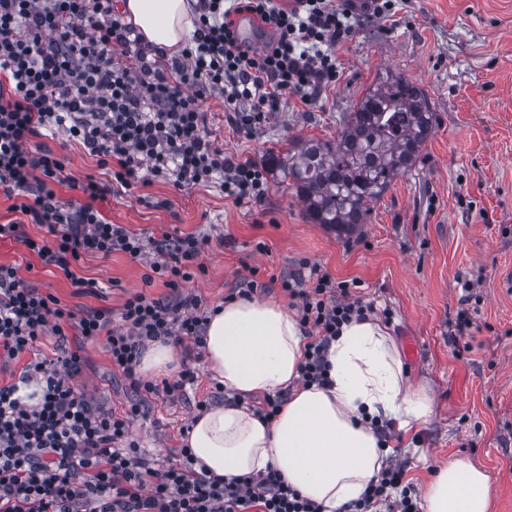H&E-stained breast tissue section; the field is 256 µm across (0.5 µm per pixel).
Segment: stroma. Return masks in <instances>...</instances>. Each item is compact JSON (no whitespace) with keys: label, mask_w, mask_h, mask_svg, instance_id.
Instances as JSON below:
<instances>
[{"label":"stroma","mask_w":512,"mask_h":512,"mask_svg":"<svg viewBox=\"0 0 512 512\" xmlns=\"http://www.w3.org/2000/svg\"><path fill=\"white\" fill-rule=\"evenodd\" d=\"M342 75L319 107L290 98L254 134L224 118L222 99L203 108L215 145L259 163L310 140L333 141L346 112L391 70L424 88L437 115L412 171L397 177L371 211L362 231L344 236L308 218L289 184L270 175L263 203H235L219 185L174 189L163 181L108 196L101 208L112 223L159 238L179 230L206 236V272L184 286L209 304L244 289L250 268L263 283L257 298L282 304L283 277L301 260L332 278L357 281L353 296L372 303L398 349L410 384L428 387L432 419L394 430L389 441L404 463L405 479L423 490L436 462L461 458L491 479L489 512H512V0H398L395 13L364 20L338 51ZM46 146L64 157L65 176L109 182L78 144L58 134ZM264 242L266 252L255 250ZM0 263L25 269V278L74 312L118 310L129 294L166 297L161 281H147L148 264L123 253L84 256L78 276L99 282V294L76 293L53 267L33 263L24 246L0 240ZM471 298L460 305L463 284ZM468 308L476 326L468 346L454 344L448 324ZM86 363L75 391L120 411L131 397L113 373L104 340L85 344ZM202 374L196 389L170 402L152 397L132 436L143 451L176 453L179 429L209 397Z\"/></svg>","instance_id":"35a3bbf8"}]
</instances>
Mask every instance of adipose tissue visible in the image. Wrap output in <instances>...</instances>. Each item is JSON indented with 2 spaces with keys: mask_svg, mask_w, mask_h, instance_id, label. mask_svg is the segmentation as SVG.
<instances>
[{
  "mask_svg": "<svg viewBox=\"0 0 512 512\" xmlns=\"http://www.w3.org/2000/svg\"><path fill=\"white\" fill-rule=\"evenodd\" d=\"M121 13L149 46L175 52L193 31L191 0H121ZM207 367L228 396L192 420L196 466L226 478L277 469L323 512H345L362 497L388 455L373 419L401 429L429 421L427 390L407 384L393 336L374 319L351 320L328 348V385L302 386L307 338L281 305L230 300L208 321ZM284 395L277 416L258 418L245 402ZM490 477L461 460L439 465L422 495L423 512H488Z\"/></svg>",
  "mask_w": 512,
  "mask_h": 512,
  "instance_id": "ef3b65f1",
  "label": "adipose tissue"
}]
</instances>
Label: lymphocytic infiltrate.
<instances>
[{
  "label": "lymphocytic infiltrate",
  "instance_id": "1",
  "mask_svg": "<svg viewBox=\"0 0 512 512\" xmlns=\"http://www.w3.org/2000/svg\"><path fill=\"white\" fill-rule=\"evenodd\" d=\"M394 6V0H294L290 7L280 0H197L195 30L181 53L150 57L112 0H0V193L17 198V211L49 234L38 241L9 223L0 224V237L60 269L82 291L95 283L76 276L75 263L88 253L114 252L148 261L172 290L165 298L135 293L118 312L99 308L78 317L32 287L18 267L0 264V358L17 359L44 337L56 339L52 355L0 384V512H321L277 471L228 480L197 471L187 448L161 458L133 440V423L150 396L181 400L199 379L194 356L203 350L209 308L181 286L204 272L207 240L165 232L147 253L142 235L112 223L98 203L112 186L128 190L153 177L178 189L216 183L235 202L262 203L264 166L214 145L202 101L222 97L226 121L247 134L288 97L315 106L340 78L337 51L356 22L388 16ZM242 16L266 31L262 45L241 37ZM47 131L82 145L111 171V185L72 181L84 198L63 207L52 186L64 160L38 142ZM281 287L309 338L301 379L326 384L330 342L373 307L315 265ZM71 330L79 339L74 347L67 343ZM99 339L134 394L118 413L70 385L84 365L80 344ZM158 340L185 354L174 379L157 384L138 366ZM30 383L41 390L34 404L19 395ZM403 478V465L386 459L348 512H374L382 504L388 512H419L411 494L391 497Z\"/></svg>",
  "mask_w": 512,
  "mask_h": 512
}]
</instances>
